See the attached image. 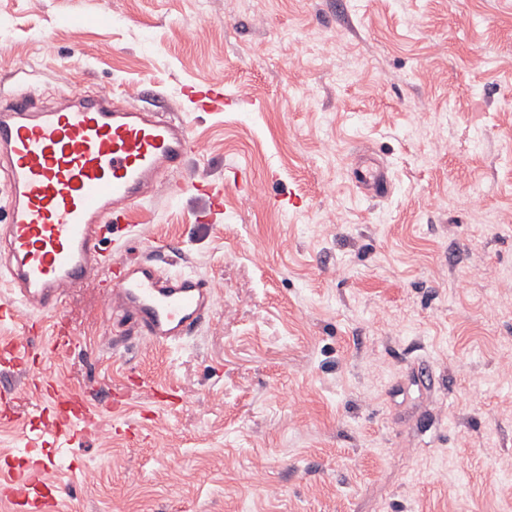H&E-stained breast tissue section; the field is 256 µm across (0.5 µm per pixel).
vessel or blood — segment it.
I'll return each mask as SVG.
<instances>
[{"mask_svg":"<svg viewBox=\"0 0 512 512\" xmlns=\"http://www.w3.org/2000/svg\"><path fill=\"white\" fill-rule=\"evenodd\" d=\"M196 110L227 106L218 83L189 87ZM139 94L108 92L64 99L39 108L30 89L0 103V184L9 193L10 216L0 226V273L9 294L0 300V321L20 310L25 330L54 318L66 295L84 286L91 272L108 268L103 288L109 308L121 310L140 337L154 345L191 336L215 308L212 289L195 274L164 273L148 262H122L102 246L106 224L154 197L166 174L183 170L201 145L187 124L138 105ZM353 175L368 194L387 188L381 171L355 163ZM44 435H69L88 414L66 407L54 386L43 391ZM44 453L0 483L20 512H49L54 494L31 496L44 467Z\"/></svg>","mask_w":512,"mask_h":512,"instance_id":"vessel-or-blood-1","label":"vessel or blood"}]
</instances>
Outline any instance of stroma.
<instances>
[{
  "label": "stroma",
  "instance_id": "1",
  "mask_svg": "<svg viewBox=\"0 0 512 512\" xmlns=\"http://www.w3.org/2000/svg\"><path fill=\"white\" fill-rule=\"evenodd\" d=\"M211 80L229 106L193 110ZM20 86L184 119L203 150L123 257L173 250L223 306L149 345L95 272L57 315L72 349L0 365V464L38 444L40 373L95 405L42 475L57 512H512V0H0V98ZM188 181L224 187L215 222ZM362 160L355 163L353 175L358 185L370 195H380L387 188V180L380 170L363 168Z\"/></svg>",
  "mask_w": 512,
  "mask_h": 512
}]
</instances>
